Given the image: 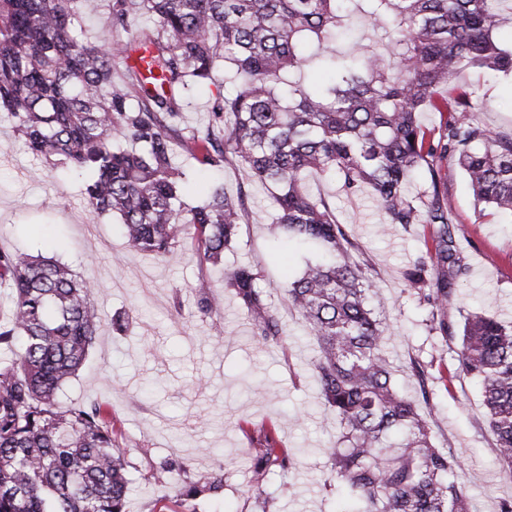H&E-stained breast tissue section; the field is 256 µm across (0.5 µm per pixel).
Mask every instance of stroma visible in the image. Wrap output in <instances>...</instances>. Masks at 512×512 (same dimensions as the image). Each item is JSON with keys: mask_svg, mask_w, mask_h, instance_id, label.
Wrapping results in <instances>:
<instances>
[{"mask_svg": "<svg viewBox=\"0 0 512 512\" xmlns=\"http://www.w3.org/2000/svg\"><path fill=\"white\" fill-rule=\"evenodd\" d=\"M465 79L484 103L477 120L512 135V78L474 70ZM223 88L220 79L197 88L182 107L181 126L211 125L213 102ZM441 176L454 221L467 229L461 255L468 272L455 282L460 307L449 310L448 320L458 326L461 310L488 309L511 321L512 216L476 204L456 163L445 165ZM84 179L79 170L34 158L0 112V249L69 264L95 283L92 299L104 319L119 311L128 316L124 333L104 327L62 396L67 407L95 400L110 404L119 441L135 464L128 512H347V501L326 482L337 430L316 396L315 345L284 293L307 250L275 233L267 190L237 165H194L184 187L189 204L203 201L219 182L248 194L250 213L241 238L213 265L200 262L188 238L164 260L128 252L118 219L87 207ZM305 186L331 201L376 281L390 326L387 351L396 387L411 397L428 390L432 439L462 461L457 480L473 512H499L501 502L512 498V475L496 459L479 389L468 377L452 376L457 344L428 333L429 307L403 277L431 225L384 229L368 196H347L336 182L314 175ZM242 262L263 269L268 301L286 330L285 344L257 345L249 316L232 294L225 293L219 314H196L191 293L196 281L211 279L223 291L225 270ZM415 362L425 368L426 380L411 373ZM263 426L275 429L292 460L288 473L269 479L264 507L248 487L251 437ZM164 462L173 470L161 483L154 472ZM212 473L224 476L217 493L183 497L186 482Z\"/></svg>", "mask_w": 512, "mask_h": 512, "instance_id": "35a3bbf8", "label": "stroma"}]
</instances>
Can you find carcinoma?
Segmentation results:
<instances>
[{
	"label": "carcinoma",
	"instance_id": "cac0c4a2",
	"mask_svg": "<svg viewBox=\"0 0 512 512\" xmlns=\"http://www.w3.org/2000/svg\"><path fill=\"white\" fill-rule=\"evenodd\" d=\"M90 2L0 0V110L15 133L34 156L86 172L87 205L120 219L130 251L159 258L190 235L201 259L217 263L248 215L246 192L222 184L198 205L183 199L176 141L201 164L245 168L270 191L278 229L314 249L284 291L316 341L320 399L336 419L328 482L352 498V512H470L459 459L433 444L418 402L393 383L374 277L331 203L303 181L313 172L347 195H369L385 224L435 225L404 277L431 306L428 332L461 336L454 373L480 385L512 474V323L474 311L461 333L448 324L466 267L441 177L456 160L477 203L512 214V136L475 121L477 91L460 82L471 69L512 75V47L493 37L512 23V0H111V33L134 16L152 20L135 40L114 43L78 24ZM355 18L381 36L382 50L336 53V33ZM140 47L149 76L128 65L114 79V58ZM220 71L230 90L214 101L215 124L179 127L183 104ZM423 112L438 113L439 125L423 126ZM418 174L422 197L408 192ZM0 280L12 289L0 318V512H126L134 463L112 412L59 401L103 327L93 283L58 260L1 249ZM263 282L251 263L224 273L253 338L281 344ZM192 291L201 316L219 313L208 281ZM250 454V487L265 505L268 479L287 472L290 457L272 428L259 430ZM223 482L206 477L184 494Z\"/></svg>",
	"mask_w": 512,
	"mask_h": 512
}]
</instances>
